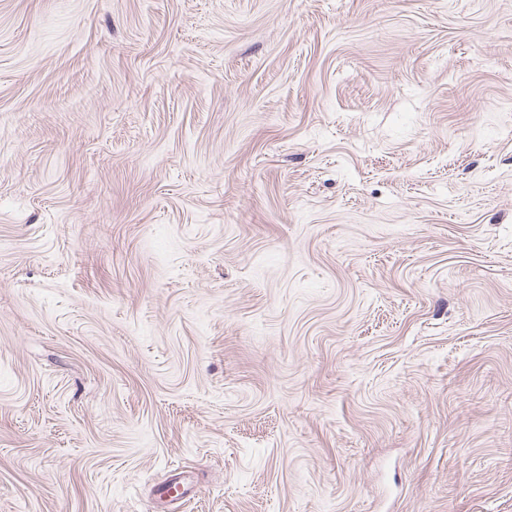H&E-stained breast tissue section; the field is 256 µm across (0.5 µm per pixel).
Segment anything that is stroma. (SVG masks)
<instances>
[{
  "label": "stroma",
  "mask_w": 512,
  "mask_h": 512,
  "mask_svg": "<svg viewBox=\"0 0 512 512\" xmlns=\"http://www.w3.org/2000/svg\"><path fill=\"white\" fill-rule=\"evenodd\" d=\"M0 512H512V0H0ZM178 476H180V474L172 476L170 479L157 486L155 490V496L157 499L165 502H174L182 500L189 495L191 491L189 485L184 479ZM173 488H175L179 493L176 497H172L170 493Z\"/></svg>",
  "instance_id": "stroma-1"
}]
</instances>
